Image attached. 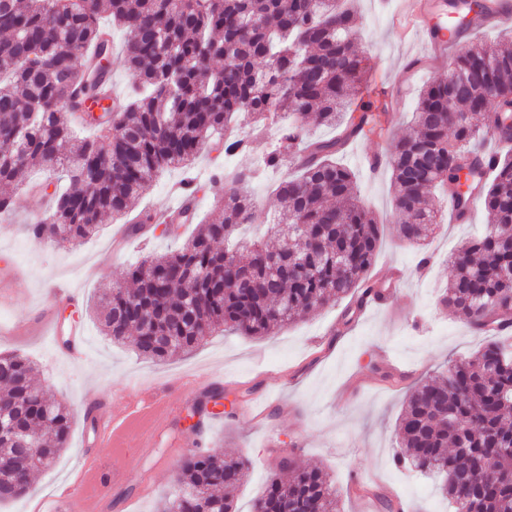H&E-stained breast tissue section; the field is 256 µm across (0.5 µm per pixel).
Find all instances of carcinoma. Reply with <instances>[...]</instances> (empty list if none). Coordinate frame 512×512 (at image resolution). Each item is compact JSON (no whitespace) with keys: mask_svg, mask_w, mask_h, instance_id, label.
<instances>
[{"mask_svg":"<svg viewBox=\"0 0 512 512\" xmlns=\"http://www.w3.org/2000/svg\"><path fill=\"white\" fill-rule=\"evenodd\" d=\"M123 28L124 63L135 82L122 109L100 94L112 71V43L101 20ZM0 184L43 163L41 190L50 213L26 226L38 241L75 247L106 215L125 219L167 169L189 165L224 131V154L251 149L235 129L276 126L263 170L291 166L277 193L285 205L279 245L257 240L224 248L257 220L248 185L256 170L224 173L217 217L174 251L152 253L100 297L103 333L132 339L156 362L190 353L220 330L265 336L349 295L363 301L380 227L357 196L354 173L336 160L374 122L376 93L365 89L369 58L359 50L353 0H0ZM456 82L434 78L418 93L411 131L388 160L399 237L418 245L439 224L436 188L462 194L461 176L484 174V204L494 231L463 243L444 303L477 332L512 327V151L487 152L489 137L512 143V48L485 43L454 57ZM97 107V130L80 137L63 108L76 95ZM344 125L314 140L310 121ZM23 353H0V502L28 493L32 476L66 447L71 415L33 383ZM209 391L193 406L197 430L209 416ZM36 436L41 460L30 464L20 433ZM409 469L441 474L442 496L456 512H512V347L495 334L474 357L419 382L397 428ZM287 482L271 479L253 512H340L325 472L290 459ZM240 454L189 452L180 491L166 512H236L231 493L247 477Z\"/></svg>","mask_w":512,"mask_h":512,"instance_id":"carcinoma-1","label":"carcinoma"}]
</instances>
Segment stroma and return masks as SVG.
<instances>
[{"mask_svg": "<svg viewBox=\"0 0 512 512\" xmlns=\"http://www.w3.org/2000/svg\"><path fill=\"white\" fill-rule=\"evenodd\" d=\"M398 0H359L360 49L370 58L369 80L382 95V106L364 135L352 140L338 160L356 175L358 194L383 234L372 273L389 280L399 270L402 292L392 294L378 309L356 313L350 327L342 321L352 298L320 308L265 337L218 333L196 351L163 362L140 359L131 342L113 343L91 314L103 289L121 282L127 266L151 251L173 249L161 226L146 229L145 239H132L120 251L112 242L119 227L105 218L92 237L75 248L34 240L27 225L44 218L46 208L28 190L43 178L41 169L23 172L12 192L14 208L0 218V267H12L16 283L26 293L0 303V352L20 351L36 364L35 383L66 404L73 416L66 448L41 472L35 473L28 495L0 506V512H29L32 496L59 488L84 452L90 432L85 419L84 393L95 387L113 409L139 400L154 387L180 397L178 379L205 369L224 375L223 388L233 399L197 430H189L190 403H183L167 429L146 448L101 449L105 468L122 465L149 474L154 491L139 503L140 512H160L178 490L175 479L188 448L221 450L231 447L249 461L244 483L235 493L238 512H252L279 461L288 457L324 470L339 495L341 512H359L350 480L354 474L375 477L376 488L410 500L414 512H449L435 478L395 466L399 449L396 426L412 387L425 377L447 369L449 362L468 359L487 342L440 303L451 275V255L467 239L486 233L490 220L484 204H477L472 223L440 225L429 244L414 248L398 237L391 172L370 173L365 159L386 157L411 124L420 88L434 77L447 75L451 56L428 54L419 40L402 39L391 23ZM273 133L253 145V152L232 159L204 148L191 170L199 184L197 222H205L224 191L211 176L223 167H250L269 147ZM63 279L80 288L74 301L54 300L52 281ZM50 313L67 326L87 330V357L76 366L57 357L44 336H12L16 319H38ZM400 375L399 383L381 380V369ZM267 405L263 420H255L250 406Z\"/></svg>", "mask_w": 512, "mask_h": 512, "instance_id": "1", "label": "stroma"}]
</instances>
